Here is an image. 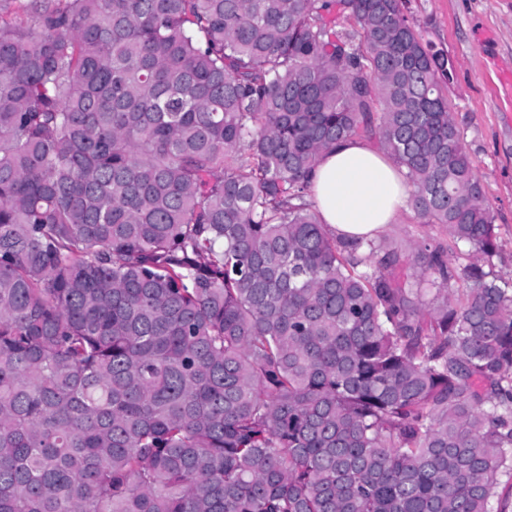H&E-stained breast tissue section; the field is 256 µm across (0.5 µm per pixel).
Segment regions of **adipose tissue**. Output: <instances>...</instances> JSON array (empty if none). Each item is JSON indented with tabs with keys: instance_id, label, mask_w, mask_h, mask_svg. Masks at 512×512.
Wrapping results in <instances>:
<instances>
[{
	"instance_id": "ef3b65f1",
	"label": "adipose tissue",
	"mask_w": 512,
	"mask_h": 512,
	"mask_svg": "<svg viewBox=\"0 0 512 512\" xmlns=\"http://www.w3.org/2000/svg\"><path fill=\"white\" fill-rule=\"evenodd\" d=\"M309 181L322 223L339 237H375L408 208L403 174L357 138L340 140L326 150Z\"/></svg>"
}]
</instances>
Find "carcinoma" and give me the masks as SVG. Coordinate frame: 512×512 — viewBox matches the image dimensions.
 <instances>
[{
	"label": "carcinoma",
	"mask_w": 512,
	"mask_h": 512,
	"mask_svg": "<svg viewBox=\"0 0 512 512\" xmlns=\"http://www.w3.org/2000/svg\"><path fill=\"white\" fill-rule=\"evenodd\" d=\"M12 2L0 512H506L512 280L407 0ZM375 134L463 269L319 222Z\"/></svg>",
	"instance_id": "carcinoma-1"
}]
</instances>
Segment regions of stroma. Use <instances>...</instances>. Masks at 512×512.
Returning <instances> with one entry per match:
<instances>
[{"mask_svg":"<svg viewBox=\"0 0 512 512\" xmlns=\"http://www.w3.org/2000/svg\"><path fill=\"white\" fill-rule=\"evenodd\" d=\"M405 13L424 39L455 62L446 94L495 215L494 269L512 277V94L500 84L501 74L512 72V0H408ZM443 240L411 208L377 238L401 253Z\"/></svg>","mask_w":512,"mask_h":512,"instance_id":"stroma-1","label":"stroma"}]
</instances>
